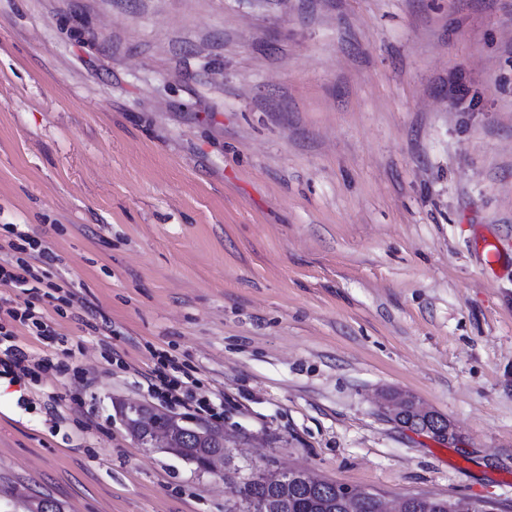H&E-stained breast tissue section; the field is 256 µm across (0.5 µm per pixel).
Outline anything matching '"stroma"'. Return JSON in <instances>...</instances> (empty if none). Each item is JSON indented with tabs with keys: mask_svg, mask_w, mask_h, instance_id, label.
Wrapping results in <instances>:
<instances>
[{
	"mask_svg": "<svg viewBox=\"0 0 512 512\" xmlns=\"http://www.w3.org/2000/svg\"><path fill=\"white\" fill-rule=\"evenodd\" d=\"M11 224L55 258L0 286L51 330L0 320V488L225 512L116 411L195 414L174 366L240 458L512 512V0H0ZM28 356L26 353L12 346L4 350V358H0V375H11L13 377L19 374L27 375L29 371ZM412 400L413 401V410L414 413L417 415L418 419H421L424 423V431L432 433V431H438V427L441 423H438V415L433 410H430L420 404L417 403L416 400H413V397L406 395V394H400V393H394L390 394L389 396V402H386V405L390 411V413L401 423L406 424L410 421V418H403L407 406V402ZM403 418V419H402Z\"/></svg>",
	"mask_w": 512,
	"mask_h": 512,
	"instance_id": "35a3bbf8",
	"label": "stroma"
}]
</instances>
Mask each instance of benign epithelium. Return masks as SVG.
I'll list each match as a JSON object with an SVG mask.
<instances>
[{"label": "benign epithelium", "mask_w": 512, "mask_h": 512, "mask_svg": "<svg viewBox=\"0 0 512 512\" xmlns=\"http://www.w3.org/2000/svg\"><path fill=\"white\" fill-rule=\"evenodd\" d=\"M412 397L394 393L389 396L387 407L396 418H403L407 402ZM414 413L424 423V431L438 429V415L420 403H414ZM119 416L128 432L141 448H153L176 455L186 463L203 470L205 474L224 473L226 456L231 451L224 440V430L216 425L205 424L187 414L145 405L139 401H124L117 405ZM284 480H303L318 487H331L339 491L346 512H356L368 499H378L371 492L348 489L333 481L316 480L304 469L283 472Z\"/></svg>", "instance_id": "obj_1"}]
</instances>
